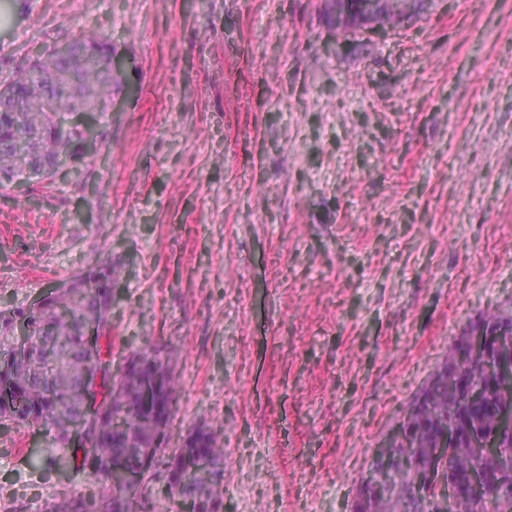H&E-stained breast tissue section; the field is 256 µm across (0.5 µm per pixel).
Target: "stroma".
Wrapping results in <instances>:
<instances>
[{"mask_svg": "<svg viewBox=\"0 0 512 512\" xmlns=\"http://www.w3.org/2000/svg\"><path fill=\"white\" fill-rule=\"evenodd\" d=\"M328 0H15L0 81L85 29L126 60L97 153L0 187V310L103 258L112 362L182 380L166 454L224 443V512H355L377 448L512 310V0H424L383 37ZM0 422V512L75 470Z\"/></svg>", "mask_w": 512, "mask_h": 512, "instance_id": "35a3bbf8", "label": "stroma"}]
</instances>
